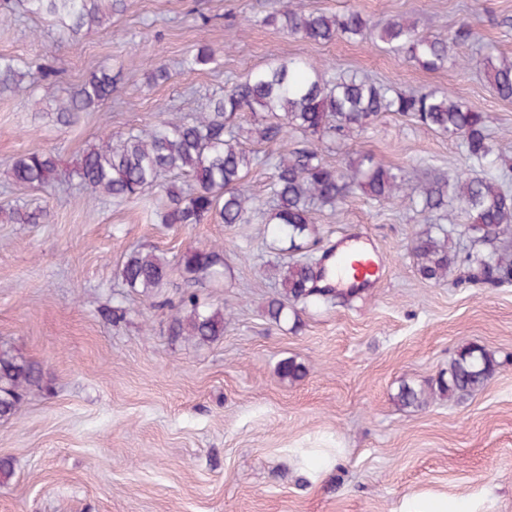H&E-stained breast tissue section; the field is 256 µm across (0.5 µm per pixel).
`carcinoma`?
<instances>
[{"label":"carcinoma","mask_w":512,"mask_h":512,"mask_svg":"<svg viewBox=\"0 0 512 512\" xmlns=\"http://www.w3.org/2000/svg\"><path fill=\"white\" fill-rule=\"evenodd\" d=\"M118 2L17 0V5L26 13L66 21L63 35L73 41L84 31L104 26ZM262 22H279L289 35L319 44L338 37L362 39L368 33L367 19L357 10L326 13L308 10L304 4L295 5L290 0L273 9ZM475 37L470 24H462L446 35L426 36L405 20H393L379 33L380 41L389 49L431 71L447 68L453 50ZM218 57L219 50L202 46L186 56L182 65L193 71L216 63ZM477 65L495 95L512 100V59L487 55ZM25 77L14 58L0 55V86L30 98L33 90L24 83ZM112 90V73L102 69L60 100L55 111L60 119L71 120L112 97ZM246 112L252 114L254 124L243 129L237 119ZM387 112L411 116L427 131L462 140L469 160L481 172H458L425 180L412 192L401 171L385 167L370 154L350 157L343 167L324 160L322 143L344 141ZM290 132L313 137L316 142L279 155L273 164V208L268 219L273 241L291 252L309 248L317 238L313 212H334L350 194L359 191L377 201L400 200L428 215L431 224L416 235L411 247L422 279L440 281L463 261L486 284H512V193L483 170L493 164L488 116L445 91L401 92L355 74L338 77L329 67L318 69L300 60L279 59L224 88V93L213 96L203 112L190 117L163 114L144 129L108 135L69 167L62 166L51 150L28 151L12 160L10 172L14 183L47 194L62 180L76 179L92 198L110 199L114 204L138 200L157 190L163 203L159 212L163 224H247L254 202L242 182L257 166L258 155L246 149L243 140L270 147L284 141ZM182 174L194 180L188 192L171 180ZM454 212L462 214L466 223L453 225V230L490 249L459 258L448 245L444 224ZM47 219V210L24 204L0 211V220L10 224H41ZM330 255L328 251L316 261L275 266L281 292L265 306V317L275 323L291 320L296 325L300 316L293 303L313 308L331 303L336 289L319 286V282L331 278L330 267L325 264ZM220 262L219 248L212 246L185 251L177 265L188 280L200 282L214 276ZM168 272L169 262L152 251H131L119 267L124 284L145 295L162 287ZM224 321L223 308L201 304L194 293L186 292L169 331L173 336L212 343L224 336ZM498 368L493 350L468 345L450 360L448 371L435 384L425 389L403 383L395 399L402 407L417 408L437 393L462 402L482 388ZM278 375L293 382L306 375V368L288 358L279 363ZM43 382L40 363L0 347V418L15 415L26 391Z\"/></svg>","instance_id":"carcinoma-1"}]
</instances>
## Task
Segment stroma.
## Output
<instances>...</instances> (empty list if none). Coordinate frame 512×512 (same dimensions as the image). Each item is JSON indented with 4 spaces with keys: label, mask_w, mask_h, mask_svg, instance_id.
<instances>
[{
    "label": "stroma",
    "mask_w": 512,
    "mask_h": 512,
    "mask_svg": "<svg viewBox=\"0 0 512 512\" xmlns=\"http://www.w3.org/2000/svg\"><path fill=\"white\" fill-rule=\"evenodd\" d=\"M330 13L360 10L371 30L403 18L429 35L463 23L478 42L428 71L377 38L316 44L263 24L272 0H123L101 28L73 43L55 22L18 13L0 27V55L26 67L40 104L0 93V206L46 208L42 224L0 222V346L39 361L46 390L0 419V512H512V285L474 282L458 265L439 283L416 271L411 243L425 215L395 201L352 195L316 213L321 257L357 239L381 262L378 283L333 305L300 310L299 324L262 314L280 289L268 268L281 254L266 218L276 153H262L244 186L251 223L168 226L155 199L120 206L91 201L78 182L52 194L18 188L12 157L36 148L76 158L106 134L152 124L163 112L191 114L248 72L300 59L336 74L355 72L405 92L445 91L490 117L500 161L491 169L512 190V101L498 98L469 57L512 58V0H305ZM222 49L218 64L186 72L191 49ZM166 64L169 81L151 83ZM111 70V99L73 123L56 120L66 98L99 68ZM328 163L368 152L409 174L467 170L460 141L385 114L346 148L322 146ZM224 247L222 274L196 284L176 264L191 248ZM169 261L168 279L148 297L118 274L125 253ZM226 307L224 335L210 344L174 338L168 317L184 291ZM125 308L113 320V307ZM486 345L501 367L462 403L445 398L403 408L402 382L427 386L463 346ZM294 358L304 378L277 374Z\"/></svg>",
    "instance_id": "1"
}]
</instances>
